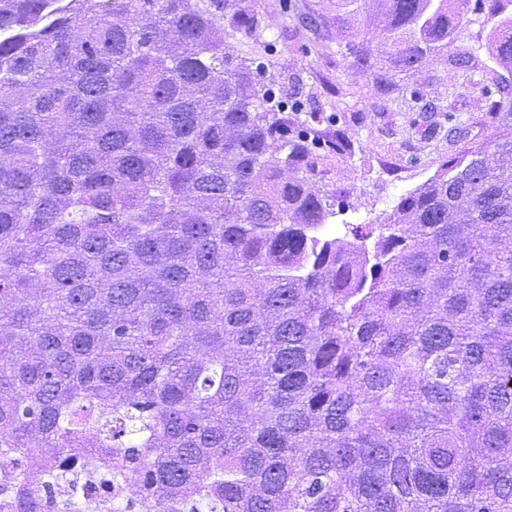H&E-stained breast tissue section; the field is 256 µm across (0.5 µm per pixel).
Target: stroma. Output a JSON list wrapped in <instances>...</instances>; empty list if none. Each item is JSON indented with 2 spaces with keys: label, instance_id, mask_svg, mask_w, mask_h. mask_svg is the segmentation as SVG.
I'll list each match as a JSON object with an SVG mask.
<instances>
[{
  "label": "stroma",
  "instance_id": "obj_1",
  "mask_svg": "<svg viewBox=\"0 0 512 512\" xmlns=\"http://www.w3.org/2000/svg\"><path fill=\"white\" fill-rule=\"evenodd\" d=\"M261 3L276 40L255 56L260 81L275 90L297 80L288 109L291 132L307 135L312 152L325 158L314 181L335 202L334 223H383L398 199L442 161L486 143L497 120L490 103L512 94V71L489 49L494 22L486 15H472L457 30L450 57L425 58L418 71L384 92L349 51L370 27L345 0ZM283 30L288 39H280ZM457 54L466 56V67L454 63ZM339 139L347 149L327 153V144Z\"/></svg>",
  "mask_w": 512,
  "mask_h": 512
}]
</instances>
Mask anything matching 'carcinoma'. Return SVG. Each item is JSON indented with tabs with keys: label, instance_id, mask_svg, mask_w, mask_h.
Listing matches in <instances>:
<instances>
[{
	"label": "carcinoma",
	"instance_id": "carcinoma-1",
	"mask_svg": "<svg viewBox=\"0 0 512 512\" xmlns=\"http://www.w3.org/2000/svg\"><path fill=\"white\" fill-rule=\"evenodd\" d=\"M348 2L382 87L465 19ZM266 29L250 0H0V448H100L144 512H512V99L327 234L288 101L230 53Z\"/></svg>",
	"mask_w": 512,
	"mask_h": 512
}]
</instances>
